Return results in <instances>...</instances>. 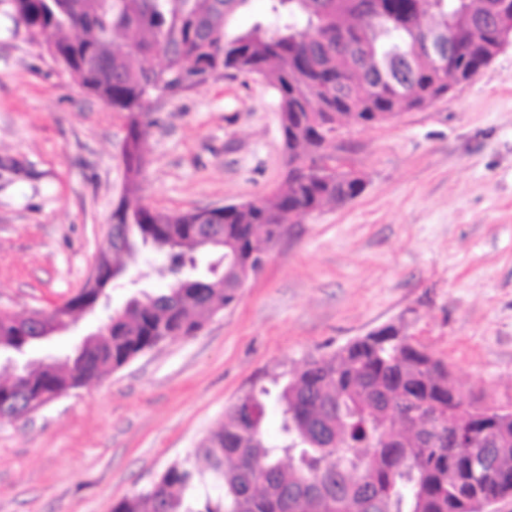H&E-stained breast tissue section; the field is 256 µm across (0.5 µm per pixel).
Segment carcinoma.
I'll return each mask as SVG.
<instances>
[{"instance_id": "cac0c4a2", "label": "carcinoma", "mask_w": 512, "mask_h": 512, "mask_svg": "<svg viewBox=\"0 0 512 512\" xmlns=\"http://www.w3.org/2000/svg\"><path fill=\"white\" fill-rule=\"evenodd\" d=\"M29 41L64 62L87 92L126 113V184L112 229L131 240L112 251L127 269L140 251L166 243L165 291L115 311L98 336L63 364L27 371L28 392L0 378V418H15L42 394L64 396L162 342L195 335L215 309L236 303L240 275L257 271L284 236L326 206L364 191L336 165V121L380 124L432 105L468 85L502 50L482 16L492 0H267L266 14L231 33L249 0H8ZM448 39V64L418 56L427 34ZM159 56L158 66L144 60ZM112 69V81L97 76ZM261 76L276 91L286 151L282 184L231 208L168 213L138 197L152 102L227 72ZM221 223L224 245L196 237L204 214ZM213 255L204 277L186 260ZM15 316L0 311V350L29 348ZM448 365L388 325L299 369L254 384L224 410V422L194 453L111 512H488L512 497V410L475 408ZM279 435L267 436V417ZM442 426L431 441L424 427ZM467 434L448 443V427Z\"/></svg>"}]
</instances>
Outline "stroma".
Instances as JSON below:
<instances>
[{
	"label": "stroma",
	"mask_w": 512,
	"mask_h": 512,
	"mask_svg": "<svg viewBox=\"0 0 512 512\" xmlns=\"http://www.w3.org/2000/svg\"><path fill=\"white\" fill-rule=\"evenodd\" d=\"M140 193L186 212L256 199L285 171L275 90L224 77L160 102ZM123 113L32 44L0 0V311L76 294L124 184ZM363 193L290 231L238 302L38 411L0 418V512H111L186 458L267 374L387 324L479 402L512 403V43L432 106L342 122Z\"/></svg>",
	"instance_id": "35a3bbf8"
}]
</instances>
